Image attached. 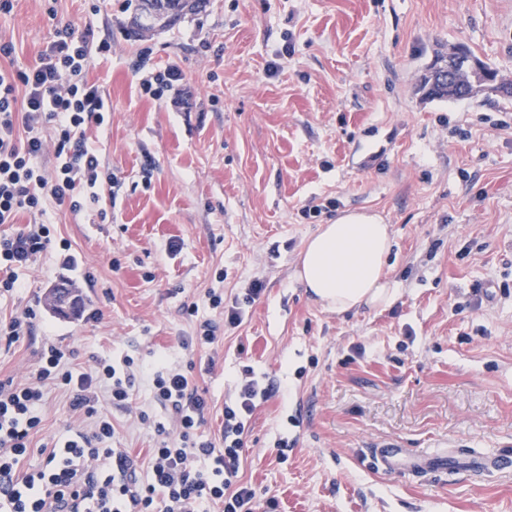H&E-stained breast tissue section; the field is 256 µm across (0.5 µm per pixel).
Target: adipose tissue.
<instances>
[{
	"label": "adipose tissue",
	"mask_w": 512,
	"mask_h": 512,
	"mask_svg": "<svg viewBox=\"0 0 512 512\" xmlns=\"http://www.w3.org/2000/svg\"><path fill=\"white\" fill-rule=\"evenodd\" d=\"M392 249L388 225L365 213L342 215L307 243L297 276L329 311L344 313L390 302L397 288L384 274Z\"/></svg>",
	"instance_id": "adipose-tissue-1"
}]
</instances>
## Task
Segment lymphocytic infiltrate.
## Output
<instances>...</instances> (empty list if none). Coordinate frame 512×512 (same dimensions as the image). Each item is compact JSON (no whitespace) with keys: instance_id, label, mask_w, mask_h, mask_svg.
Wrapping results in <instances>:
<instances>
[{"instance_id":"1","label":"lymphocytic infiltrate","mask_w":512,"mask_h":512,"mask_svg":"<svg viewBox=\"0 0 512 512\" xmlns=\"http://www.w3.org/2000/svg\"><path fill=\"white\" fill-rule=\"evenodd\" d=\"M109 44H92L73 24L56 25L54 39L36 65L0 66V224L15 223L19 213L45 214L48 208L81 211L84 200H97L103 183L100 160L87 133L100 126L110 107L85 72L92 52H110ZM51 125L52 139L40 133ZM52 155V166L42 164ZM52 242L46 224H29L0 236V293L17 288L15 270L32 265ZM208 304L223 308L224 321L200 322L195 345L218 343L221 329L238 328L244 312L224 306L208 291ZM135 361H97L93 371L79 372L55 345L41 353L38 366L23 382L0 380V512H253L256 492L242 481L239 468L244 435L253 413L270 396V387L244 367L236 392L224 405L220 441L201 434L208 409L191 370L164 362L152 373L151 399L169 411L170 422L154 421L155 448L147 458L112 447L115 430L100 408L101 399L130 408ZM62 391L83 424L49 445L35 449L31 437L42 422L47 387ZM39 454L34 469L24 463Z\"/></svg>"}]
</instances>
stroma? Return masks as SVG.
<instances>
[{
  "instance_id": "1",
  "label": "stroma",
  "mask_w": 512,
  "mask_h": 512,
  "mask_svg": "<svg viewBox=\"0 0 512 512\" xmlns=\"http://www.w3.org/2000/svg\"><path fill=\"white\" fill-rule=\"evenodd\" d=\"M47 7L15 0L0 39L18 68L60 21L111 43L85 76L111 107L90 137L113 182L80 212H49L55 244L0 297L1 318L37 312L0 342V379L33 372L50 342L80 371L96 358L191 359L216 439L247 362L276 387L245 434L254 512L271 499L273 512H512V468L414 477L370 460L385 444L512 457V97L415 91L456 44L512 82V0H203L144 37L129 0H57L53 19ZM142 53L178 65L182 86L142 95ZM354 211L389 224L398 291L336 314L296 271L308 239ZM67 280L82 305L61 318L47 297ZM255 280L264 291L243 324L216 349L185 351L197 318L215 315L207 292L230 302ZM77 423L50 392L33 447Z\"/></svg>"
}]
</instances>
